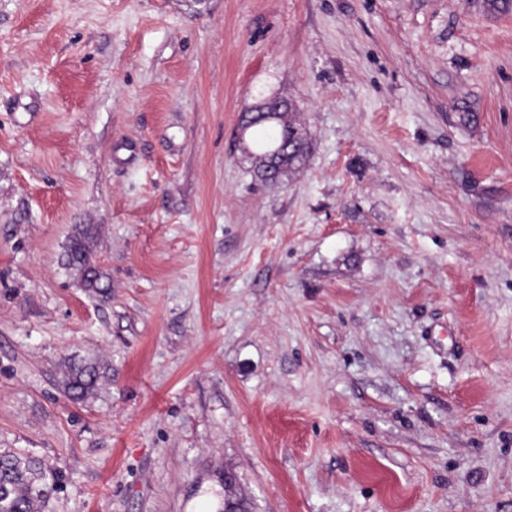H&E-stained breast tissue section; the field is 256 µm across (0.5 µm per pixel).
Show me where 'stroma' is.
Segmentation results:
<instances>
[{"label":"stroma","mask_w":512,"mask_h":512,"mask_svg":"<svg viewBox=\"0 0 512 512\" xmlns=\"http://www.w3.org/2000/svg\"><path fill=\"white\" fill-rule=\"evenodd\" d=\"M261 92L312 138L274 185ZM7 449L42 512H216L227 471L250 512H512V13L0 0ZM93 227L83 225L76 227L75 232L69 240L67 248V263L71 268L77 270L85 284V288H108L102 284L103 275L95 268L93 271L90 261L89 240L93 237ZM99 378L100 372L96 366L73 365L70 367L66 386L75 399H80L95 389Z\"/></svg>","instance_id":"stroma-1"}]
</instances>
